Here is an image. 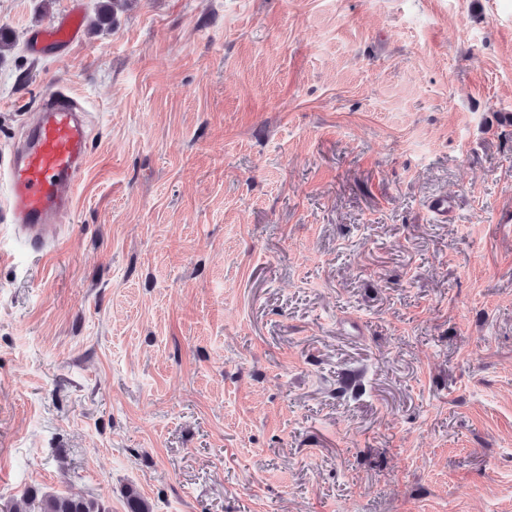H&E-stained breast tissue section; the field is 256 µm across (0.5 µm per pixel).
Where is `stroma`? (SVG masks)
<instances>
[{
	"mask_svg": "<svg viewBox=\"0 0 512 512\" xmlns=\"http://www.w3.org/2000/svg\"><path fill=\"white\" fill-rule=\"evenodd\" d=\"M105 2L0 0V152L92 132L0 264V505L512 512V0ZM80 12L78 2L74 3L72 10L66 16L58 19L44 31L46 37L53 43L66 49L79 35L80 31ZM89 158L86 114L59 87L48 95L24 148L0 167L8 187L0 219L23 236L30 251H44L47 233L72 211L76 179ZM36 507L34 512H106L98 499L65 494L43 495Z\"/></svg>",
	"mask_w": 512,
	"mask_h": 512,
	"instance_id": "1",
	"label": "stroma"
}]
</instances>
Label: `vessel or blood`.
<instances>
[{
  "label": "vessel or blood",
  "mask_w": 512,
  "mask_h": 512,
  "mask_svg": "<svg viewBox=\"0 0 512 512\" xmlns=\"http://www.w3.org/2000/svg\"><path fill=\"white\" fill-rule=\"evenodd\" d=\"M79 31V12L74 9L45 35L65 48ZM88 161L86 115L67 89L57 88L24 148L11 152L6 166L0 167L8 187L0 220L23 236L30 251H44L48 232L72 211L76 179Z\"/></svg>",
  "instance_id": "b4317fda"
}]
</instances>
